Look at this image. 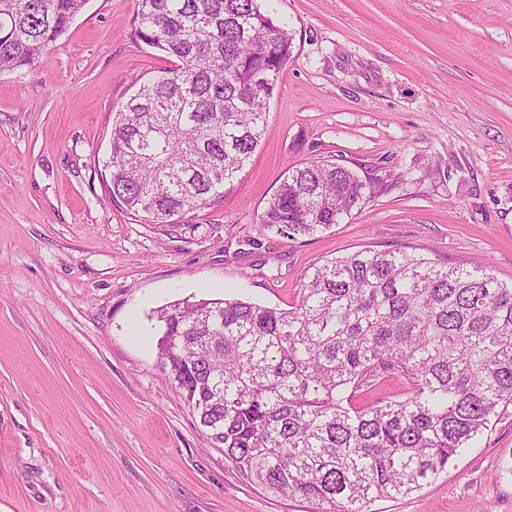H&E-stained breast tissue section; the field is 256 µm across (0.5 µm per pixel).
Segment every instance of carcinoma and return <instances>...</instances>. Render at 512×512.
Returning a JSON list of instances; mask_svg holds the SVG:
<instances>
[{
	"instance_id": "carcinoma-1",
	"label": "carcinoma",
	"mask_w": 512,
	"mask_h": 512,
	"mask_svg": "<svg viewBox=\"0 0 512 512\" xmlns=\"http://www.w3.org/2000/svg\"><path fill=\"white\" fill-rule=\"evenodd\" d=\"M263 0H136L131 38L175 59L112 124L110 199L165 231L223 196L269 116L293 34ZM85 0H0V73L43 59ZM369 184L329 161L284 177L257 224L288 239L326 231ZM160 369L249 483L317 512H370L475 448L512 406V281L402 250H361L314 268L289 309L244 299L175 301ZM393 376L402 400L353 405Z\"/></svg>"
}]
</instances>
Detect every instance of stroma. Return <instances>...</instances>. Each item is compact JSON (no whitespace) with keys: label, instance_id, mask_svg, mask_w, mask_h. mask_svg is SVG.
<instances>
[{"label":"stroma","instance_id":"stroma-1","mask_svg":"<svg viewBox=\"0 0 512 512\" xmlns=\"http://www.w3.org/2000/svg\"><path fill=\"white\" fill-rule=\"evenodd\" d=\"M136 0H88L29 72L0 73V512H313L245 481L158 364L148 316L189 297L290 308L364 248L489 260L512 280V0H270L294 35L262 138L168 233L101 179ZM330 160L371 196L330 230L260 235L289 168ZM259 247H252V239ZM142 331L132 335V322ZM372 512H512V410L478 448Z\"/></svg>","mask_w":512,"mask_h":512}]
</instances>
